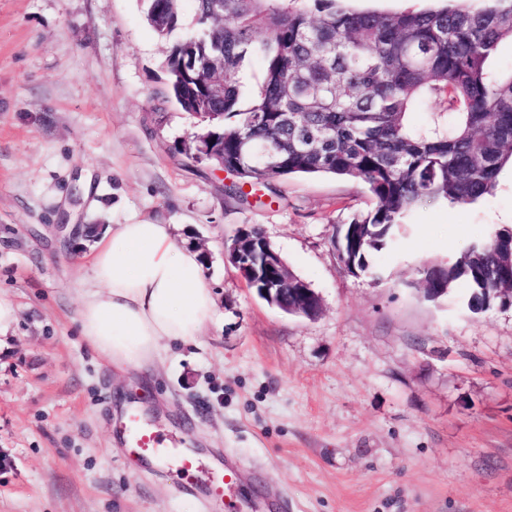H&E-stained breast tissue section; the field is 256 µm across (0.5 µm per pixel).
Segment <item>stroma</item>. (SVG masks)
Here are the masks:
<instances>
[{"label":"stroma","instance_id":"stroma-1","mask_svg":"<svg viewBox=\"0 0 512 512\" xmlns=\"http://www.w3.org/2000/svg\"><path fill=\"white\" fill-rule=\"evenodd\" d=\"M172 46L144 0H0V512H203L167 470L130 462V402L173 448L233 449L231 492L277 489L275 512H512V307L481 313L467 287L424 298L422 266L512 227V168L467 205L426 202L376 272L331 244L372 207L359 178L293 176L248 200L188 159L197 119L166 97ZM170 224L201 250L216 313L163 367L118 371L75 323L94 240ZM264 230L323 303L314 319L249 290L224 257Z\"/></svg>","mask_w":512,"mask_h":512}]
</instances>
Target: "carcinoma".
<instances>
[{"mask_svg":"<svg viewBox=\"0 0 512 512\" xmlns=\"http://www.w3.org/2000/svg\"><path fill=\"white\" fill-rule=\"evenodd\" d=\"M177 30L185 0H146ZM197 27L165 60L168 97L224 138V164L239 179L267 185L291 175L360 178L373 207L336 229V251L354 276L373 275L372 258L391 249L404 218L424 201L474 202L512 164V70L493 58L512 41V0H455L438 10L355 12L345 0H190ZM252 57L263 73L249 102L240 72ZM446 105L423 123L412 109ZM283 149L265 166L270 144ZM431 300L457 282L478 313L512 306V229H497L438 269L419 270Z\"/></svg>","mask_w":512,"mask_h":512,"instance_id":"1","label":"carcinoma"}]
</instances>
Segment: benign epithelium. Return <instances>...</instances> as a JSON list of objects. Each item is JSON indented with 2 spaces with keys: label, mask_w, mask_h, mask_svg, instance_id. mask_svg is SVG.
<instances>
[{
  "label": "benign epithelium",
  "mask_w": 512,
  "mask_h": 512,
  "mask_svg": "<svg viewBox=\"0 0 512 512\" xmlns=\"http://www.w3.org/2000/svg\"><path fill=\"white\" fill-rule=\"evenodd\" d=\"M192 159L196 161H206L208 163L217 161L219 170L224 172V147H211L200 141L193 152L190 153ZM225 259L238 268L243 279L251 277H261L264 281V287L261 289L263 299L269 305L275 306L286 312L292 311L296 315L305 316L310 319L316 318L322 310V301L320 296L311 288L300 289L301 302L293 307L281 304L276 298L279 285L282 283L302 284L288 275V266L271 246V242L265 232L259 228L254 231H245L233 238L231 243L226 245L224 251Z\"/></svg>",
  "instance_id": "7a95c632"
}]
</instances>
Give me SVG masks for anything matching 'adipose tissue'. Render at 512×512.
Masks as SVG:
<instances>
[{
    "label": "adipose tissue",
    "instance_id": "adipose-tissue-1",
    "mask_svg": "<svg viewBox=\"0 0 512 512\" xmlns=\"http://www.w3.org/2000/svg\"><path fill=\"white\" fill-rule=\"evenodd\" d=\"M89 270L78 331L118 368L161 361L171 343L194 340L213 319L215 298L200 255L177 244L173 225H113L96 240Z\"/></svg>",
    "mask_w": 512,
    "mask_h": 512
}]
</instances>
